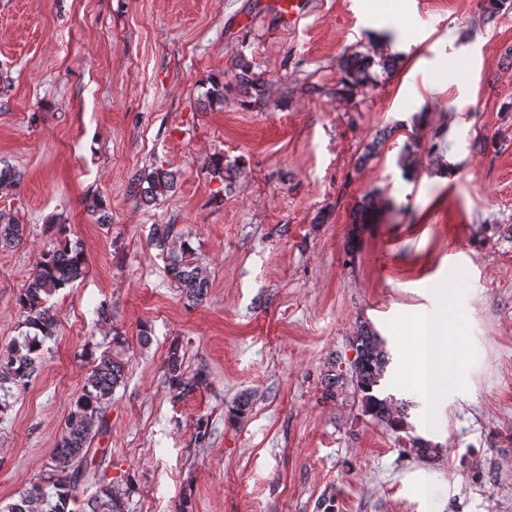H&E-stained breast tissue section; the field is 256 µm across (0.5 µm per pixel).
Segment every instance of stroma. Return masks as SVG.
Segmentation results:
<instances>
[{
    "label": "stroma",
    "instance_id": "stroma-1",
    "mask_svg": "<svg viewBox=\"0 0 512 512\" xmlns=\"http://www.w3.org/2000/svg\"><path fill=\"white\" fill-rule=\"evenodd\" d=\"M308 3L285 29L263 0H0V168L22 174L0 189V223L25 227L0 248V345L22 333L18 299L46 250L66 235L88 261L51 298L57 334L0 412V508L42 476L118 334L126 377L75 512L106 485L125 491V512H320L328 498L335 512H512V11L487 23L483 0ZM352 54L400 61L349 93ZM241 56L261 102L209 104ZM217 155L233 182L210 174ZM159 169L177 188L143 204L132 184ZM370 192L377 209L348 251ZM95 195L110 223L87 211ZM156 224L190 236L211 276L201 305L150 245ZM103 300L107 322L93 312ZM361 320L385 338L386 390L410 401L409 433L438 443L436 459L373 421L352 386L323 399ZM439 321L464 354L431 390L411 372L422 327ZM174 347L186 373L208 376L178 402ZM244 392L251 408L232 419Z\"/></svg>",
    "mask_w": 512,
    "mask_h": 512
}]
</instances>
